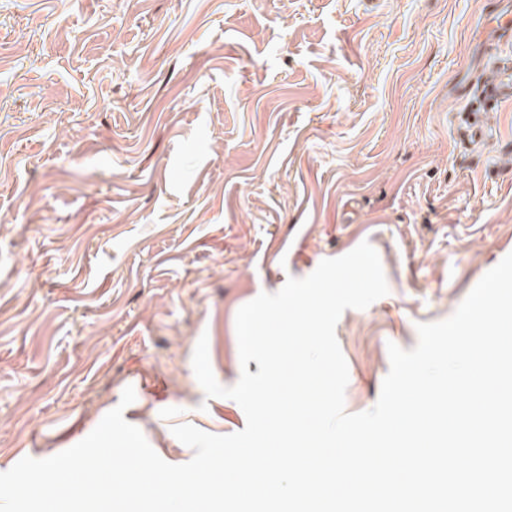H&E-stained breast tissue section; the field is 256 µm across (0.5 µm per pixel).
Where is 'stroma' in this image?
Returning <instances> with one entry per match:
<instances>
[{
	"instance_id": "1",
	"label": "stroma",
	"mask_w": 512,
	"mask_h": 512,
	"mask_svg": "<svg viewBox=\"0 0 512 512\" xmlns=\"http://www.w3.org/2000/svg\"><path fill=\"white\" fill-rule=\"evenodd\" d=\"M492 0H0V472L116 407L171 464V429L246 418L238 309L361 242L389 293L336 336L347 412L388 343L453 314L512 253V105L458 147L490 80Z\"/></svg>"
}]
</instances>
